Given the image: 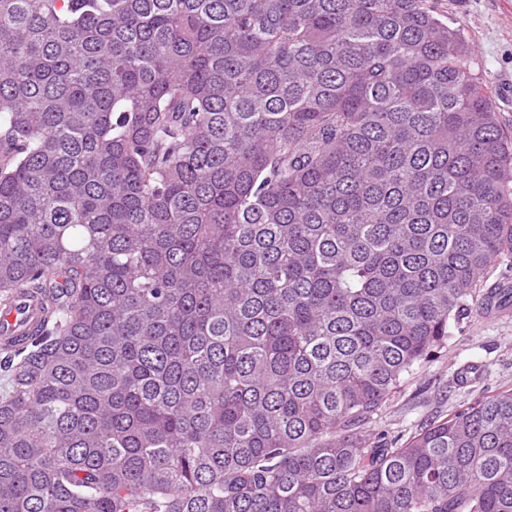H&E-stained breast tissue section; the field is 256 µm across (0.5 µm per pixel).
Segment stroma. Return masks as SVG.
<instances>
[{"label":"stroma","instance_id":"35a3bbf8","mask_svg":"<svg viewBox=\"0 0 512 512\" xmlns=\"http://www.w3.org/2000/svg\"><path fill=\"white\" fill-rule=\"evenodd\" d=\"M461 27L472 66L493 90L498 117L512 128V0H425ZM512 387V311L474 314L450 323L448 339L405 374L365 433L410 435L482 395Z\"/></svg>","mask_w":512,"mask_h":512}]
</instances>
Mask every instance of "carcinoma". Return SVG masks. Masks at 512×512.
<instances>
[{"label":"carcinoma","instance_id":"obj_1","mask_svg":"<svg viewBox=\"0 0 512 512\" xmlns=\"http://www.w3.org/2000/svg\"><path fill=\"white\" fill-rule=\"evenodd\" d=\"M502 255L424 0H0V512H512V388L360 431ZM44 317L43 304L37 296L19 294L13 304L0 307V344L26 339Z\"/></svg>","mask_w":512,"mask_h":512}]
</instances>
